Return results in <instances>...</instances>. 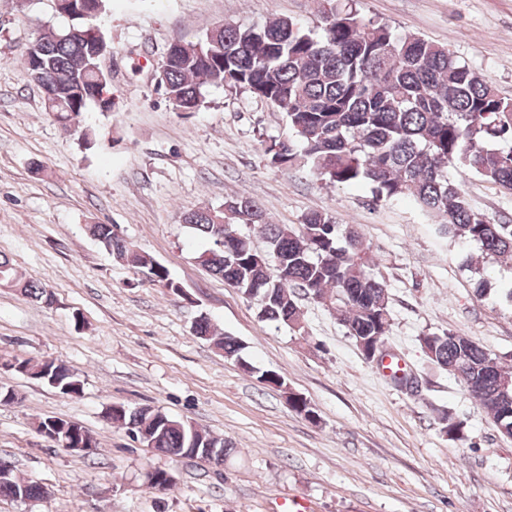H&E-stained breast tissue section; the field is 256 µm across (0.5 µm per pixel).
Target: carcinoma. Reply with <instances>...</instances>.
<instances>
[{
  "label": "carcinoma",
  "mask_w": 512,
  "mask_h": 512,
  "mask_svg": "<svg viewBox=\"0 0 512 512\" xmlns=\"http://www.w3.org/2000/svg\"><path fill=\"white\" fill-rule=\"evenodd\" d=\"M322 24L319 36L291 18L218 25L170 56L165 93L186 108L202 106L208 85L264 99L285 113L288 124V137L264 141L271 166H306L333 188L363 184L377 202L409 199L425 216L440 220L449 239L477 245L485 259L511 261L512 224L475 211L464 184L474 175L512 193V99L500 96L448 47L365 20L348 0H336ZM87 27L88 21L76 18L70 27L50 29L37 51L51 93L46 111L67 127L93 102L88 42L70 34ZM183 221L208 242L199 263L258 300L261 320L302 326V296L326 306L355 342L365 343V360L367 350L385 344L392 320L387 284L358 226L338 224L319 210L297 224H272L263 207L244 196H230L219 208L190 210ZM256 225L266 239L263 250L241 231ZM89 232L142 280L176 290L167 267L130 247L112 225L92 224ZM0 281L15 284L28 298L51 302L44 286L26 279L4 256ZM419 343L430 363L453 374L498 431L511 436L512 370L449 330L421 336ZM216 346L259 383L275 382L277 372L256 370L235 337L226 334ZM19 365L21 374L38 376L63 394L82 393L81 380L62 363L28 359ZM106 419L137 438L146 429L144 445L172 458L217 448L222 455L214 463L220 465L231 453L224 439L151 406L114 403ZM55 423L69 430L59 441L98 447L79 423ZM43 495L41 485L14 473L0 482V497Z\"/></svg>",
  "instance_id": "obj_1"
}]
</instances>
